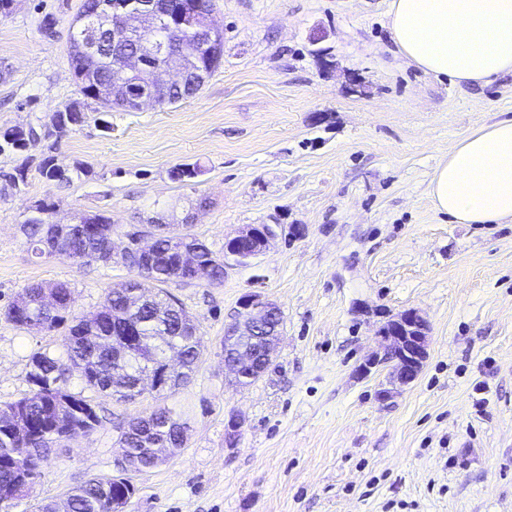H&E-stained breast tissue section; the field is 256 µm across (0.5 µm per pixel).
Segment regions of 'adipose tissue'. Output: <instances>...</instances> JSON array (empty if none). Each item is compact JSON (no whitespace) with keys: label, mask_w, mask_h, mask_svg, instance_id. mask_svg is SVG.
<instances>
[{"label":"adipose tissue","mask_w":512,"mask_h":512,"mask_svg":"<svg viewBox=\"0 0 512 512\" xmlns=\"http://www.w3.org/2000/svg\"><path fill=\"white\" fill-rule=\"evenodd\" d=\"M399 55L458 85L512 75V0H392ZM435 208L458 224L512 221V119L459 140L430 183Z\"/></svg>","instance_id":"1"}]
</instances>
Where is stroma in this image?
<instances>
[{"instance_id":"1","label":"stroma","mask_w":512,"mask_h":512,"mask_svg":"<svg viewBox=\"0 0 512 512\" xmlns=\"http://www.w3.org/2000/svg\"><path fill=\"white\" fill-rule=\"evenodd\" d=\"M212 2L224 56L196 97L112 110L106 129L90 109L58 138L56 164L93 178L60 187L40 175V149L0 155V167L28 168L25 191L0 196V405L30 393L32 353L64 350V330L6 319L26 285L69 283L80 315L135 276L119 258H32L18 224L33 202L58 201L60 224L105 211L118 254L157 211L193 213L192 232L219 253L252 224L301 233L218 284L146 282L199 325L190 382L127 403L90 393L99 425L53 445L12 512L121 474V425L160 406L183 414L188 440L132 473L125 512H512V222L454 223L429 193L454 143L512 118V76L459 86L409 66L387 27L390 0ZM81 3L17 0L0 18V130L50 124L77 98L67 40ZM194 163L191 182L171 178ZM201 195L209 206L191 210ZM254 293L279 304L282 336L269 371L241 388L224 377V329ZM408 309L428 322V356L414 382L393 387L387 367H362L383 352L378 326Z\"/></svg>"}]
</instances>
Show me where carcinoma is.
<instances>
[{
  "mask_svg": "<svg viewBox=\"0 0 512 512\" xmlns=\"http://www.w3.org/2000/svg\"><path fill=\"white\" fill-rule=\"evenodd\" d=\"M113 0H82L76 20H86L107 15ZM159 10L173 15L181 12L183 23L179 27L166 24L153 29L158 38L175 43L188 36L193 26L212 12L211 0H156ZM81 26L71 25L69 58L74 79L81 95L80 105L91 100L98 111L106 114L114 109L125 112L139 110L133 96L113 93V64L136 54L140 40L112 41L107 31L101 32L100 51L86 55L81 51ZM219 45L201 51L200 61L213 74L221 65L224 55V34H219ZM203 84L188 74L184 82L159 87L155 92L158 105H172L197 95ZM44 139L42 130L29 128L26 133L14 128L0 130V153L24 151ZM41 174L58 185H67L74 178L88 177L93 171L81 163L65 175H56L54 159L48 155L40 163ZM8 187L17 193L27 186V174L17 167L3 173ZM56 207L53 201L44 202L36 214L24 216L19 230L28 250L36 258H47L63 251L75 261L109 265L112 263L113 225L105 214H100L96 224H71L61 227L50 222ZM179 238L182 244L195 251L199 266L206 270L207 284L224 280V256L217 254L187 225L165 224L156 233L157 261L147 269L129 265L138 276L159 283L177 282L186 275L179 269L178 255L169 253L170 241ZM55 296L51 307L43 303L45 289ZM128 288L121 283L106 294L101 309L81 316L72 315V304L67 301L71 293L65 282L51 286L32 283L22 289L5 308V317L15 325L29 328L36 322L44 331L68 328L64 338L65 355L56 356L49 351H37L30 357L28 380L33 384L30 395L0 408V498L10 496L17 484L34 474L47 457H33L24 448H46L79 431L89 432L99 423V416L91 401L80 393L65 388L69 377L77 376L86 388L105 394L118 402L134 400L139 393L126 387L118 371L127 368L133 372L142 369V361L158 363L165 356L159 346L152 349L138 348L140 359H114L112 352L125 340L128 324L139 328V338H163L172 343L180 353L179 369L170 377L167 390L173 391L187 383L202 354V338L198 326L186 323L182 304L173 295L160 291L149 295L146 301L131 311H125ZM187 422L181 414L168 408H157L130 421L129 429L119 438L123 453L132 458L143 471L158 466L153 460L155 448L168 443L182 448L186 442ZM138 488L123 476H94L71 488L67 495V512H112V503L127 506Z\"/></svg>",
  "mask_w": 512,
  "mask_h": 512,
  "instance_id": "cac0c4a2",
  "label": "carcinoma"
}]
</instances>
